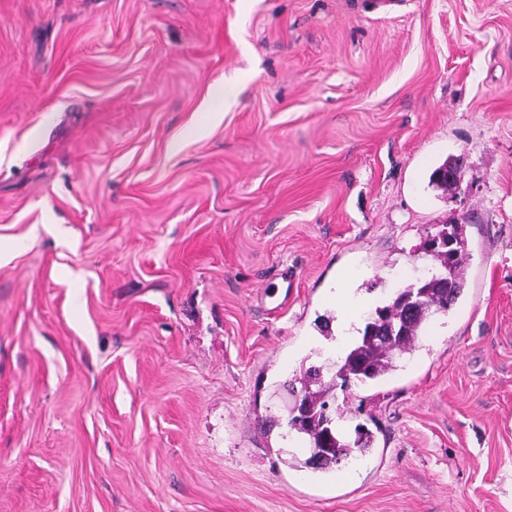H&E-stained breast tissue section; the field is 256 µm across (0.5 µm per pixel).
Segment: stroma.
I'll list each match as a JSON object with an SVG mask.
<instances>
[{"mask_svg":"<svg viewBox=\"0 0 512 512\" xmlns=\"http://www.w3.org/2000/svg\"><path fill=\"white\" fill-rule=\"evenodd\" d=\"M455 224L454 305L336 394L372 451L304 467L330 292ZM0 512H512V0H0Z\"/></svg>","mask_w":512,"mask_h":512,"instance_id":"1","label":"stroma"}]
</instances>
